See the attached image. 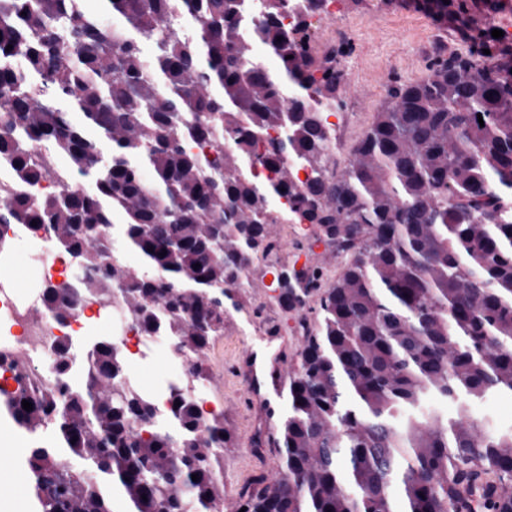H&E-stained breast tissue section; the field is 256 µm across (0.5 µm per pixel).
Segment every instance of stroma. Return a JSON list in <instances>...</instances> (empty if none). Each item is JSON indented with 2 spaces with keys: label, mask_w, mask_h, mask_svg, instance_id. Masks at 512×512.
<instances>
[{
  "label": "stroma",
  "mask_w": 512,
  "mask_h": 512,
  "mask_svg": "<svg viewBox=\"0 0 512 512\" xmlns=\"http://www.w3.org/2000/svg\"><path fill=\"white\" fill-rule=\"evenodd\" d=\"M401 2L390 0L384 5L380 0H344L335 19L315 23L316 46L336 45L349 50L342 65L352 91L335 118L342 148H349L360 138L392 86L420 77L437 60L469 46L468 35L455 14L439 20L423 7L405 8ZM271 231L279 246L267 258V265L301 261L335 268V259L323 247L308 248L305 225L275 224ZM274 283L270 274L255 280L243 310H229L223 336L215 338L202 355L205 374L199 397L206 407L223 411L237 441L236 448L224 454V503L228 506L251 476L277 470L272 456H261L253 450L254 440L265 436L271 424L263 404L252 394L244 367L250 350L273 354V347L265 346L262 340L269 324L281 326L289 353H296L302 344L300 334L287 325L284 313L269 300ZM132 371L148 392L160 396L171 380L183 374L170 362L162 344L155 348L150 361L133 364ZM35 441L51 447L57 438L50 428L33 437L10 421L0 422V478L19 485L21 512H35V506L16 451Z\"/></svg>",
  "instance_id": "obj_1"
}]
</instances>
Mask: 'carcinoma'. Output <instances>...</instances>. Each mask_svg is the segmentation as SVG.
I'll return each instance as SVG.
<instances>
[{"instance_id":"cac0c4a2","label":"carcinoma","mask_w":512,"mask_h":512,"mask_svg":"<svg viewBox=\"0 0 512 512\" xmlns=\"http://www.w3.org/2000/svg\"><path fill=\"white\" fill-rule=\"evenodd\" d=\"M106 2L124 30L86 0H0V224L80 271L45 288L32 315L116 293L132 326L167 337L198 379L271 225L308 224L341 272L280 267L276 303L297 314L303 343L278 393L287 408L254 442L278 475L242 484L234 512H512V426L492 430L478 410L512 398V75L494 62L500 40L475 29L466 51L389 89L340 167L329 114L345 104L346 48L320 52L311 33L327 0ZM116 212L149 272L114 251ZM67 350L56 346L67 389H35L17 366L15 386L0 385V414L29 435L53 427L97 473L26 449L36 512H113L117 491L129 512H186L189 495L198 512H223L224 449L236 446L224 412L181 380L159 408L106 341L74 390Z\"/></svg>"}]
</instances>
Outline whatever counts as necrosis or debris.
<instances>
[{
	"mask_svg": "<svg viewBox=\"0 0 512 512\" xmlns=\"http://www.w3.org/2000/svg\"><path fill=\"white\" fill-rule=\"evenodd\" d=\"M40 300L39 294L18 293L10 277L0 278V318L11 322L12 333L0 339V359L6 365L27 368L29 379L36 387H54L50 370L58 360L54 348L57 343L71 342L84 327L87 311L105 313L110 338L118 342L130 355L141 354L158 343L157 337L139 335L124 316L122 305L116 299L88 303L86 310L78 311L65 321L49 318L32 319L31 313Z\"/></svg>",
	"mask_w": 512,
	"mask_h": 512,
	"instance_id": "4bbe7bcc",
	"label": "necrosis or debris"
}]
</instances>
